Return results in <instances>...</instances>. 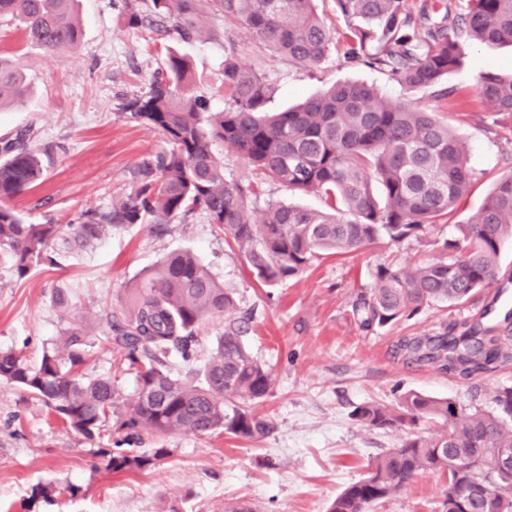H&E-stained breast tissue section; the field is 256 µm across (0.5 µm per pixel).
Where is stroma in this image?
Listing matches in <instances>:
<instances>
[{
	"label": "stroma",
	"mask_w": 512,
	"mask_h": 512,
	"mask_svg": "<svg viewBox=\"0 0 512 512\" xmlns=\"http://www.w3.org/2000/svg\"><path fill=\"white\" fill-rule=\"evenodd\" d=\"M124 0H79L77 47L50 56L32 47L18 22L0 19V54L16 59L30 83L20 105L0 110V139L31 131L44 161V177L14 201L27 220L65 224L86 208L108 206L127 188L137 164L160 152L163 136L125 120L121 102L147 91L168 50L188 57L194 93L212 111L224 108V47L234 41L243 60L266 74L275 88L268 104L278 112L325 86L352 79L390 99H411L448 121L466 144L475 171L472 188L454 220L427 226L424 235L395 244H372L349 255L322 254L297 277L266 284L229 248L205 215L156 228L128 224L93 248L57 255L56 266L17 278L0 253V351L37 362L65 323L55 306L64 292L87 327L118 306L122 290L167 254L190 250L230 291L247 320L245 342L271 371L273 387L258 405L274 424L253 441L226 432L197 437L146 431L142 445H165L169 457L143 470L115 471L101 454L106 442L90 441L55 418L38 400L0 382V512H224L247 500L256 512H329L369 464L397 447L405 429H378L353 419L356 407L399 406L411 391L449 399L469 411H489L501 389L512 387V361L464 377L432 364H415L398 349L405 336H433L466 322L487 328L512 310V241L501 250L497 277L467 302L435 305L412 319L363 330L352 312L354 293L375 285L377 265L415 266L440 257L484 203L497 178L512 173V122L481 98V73L512 72V46H461V66L442 100L431 90L408 92L388 74L331 51L305 68L265 50L252 32L222 21L203 22V33L185 41L176 33L141 35L120 21ZM87 371L117 378L134 393L136 372L120 351L87 349ZM444 475H417L404 491L371 512H444Z\"/></svg>",
	"instance_id": "obj_1"
}]
</instances>
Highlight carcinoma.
<instances>
[{
    "instance_id": "cac0c4a2",
    "label": "carcinoma",
    "mask_w": 512,
    "mask_h": 512,
    "mask_svg": "<svg viewBox=\"0 0 512 512\" xmlns=\"http://www.w3.org/2000/svg\"><path fill=\"white\" fill-rule=\"evenodd\" d=\"M139 2L125 0L121 14L132 30H173L190 40L202 34L205 18L220 16L226 26L247 25L261 45L302 67L320 64L341 42L349 60L386 71L411 92L435 88L440 98L448 96L442 84L460 64V43H512V0H465L461 11L456 0H335L342 31L325 24L316 0H147V11ZM73 3L0 0V18L19 21L33 46L55 55L80 41ZM193 81L191 62L170 53L148 90L123 104L124 119L158 130L166 148L140 163L109 207L85 209L67 224L27 221L11 206L43 178L44 166L27 134L0 142V251L18 277L53 266L58 252L90 246L127 224L183 223L202 213L244 252L260 279L285 281L321 252L347 255L448 222L471 186L465 143L411 100L394 102L366 85L339 82L271 112L274 87L239 62L233 43L224 48L223 111H211L192 92ZM476 88L496 113L512 119V75L483 73ZM29 91L18 65L0 57V107L22 103ZM217 143L264 178L319 195L325 208L270 202L256 215L259 183L227 178ZM374 181L381 192L372 189ZM457 229V239L443 244L445 258L376 268L375 287L352 301L361 328L464 302L492 284L500 246L512 240V175L499 178ZM56 306L66 322L62 336L43 349L35 366L14 351H0V381L44 403L88 440L101 438L115 419L125 436L102 451L112 469L142 470L170 455L163 445L140 448L143 430L198 437L222 431L255 441L273 430L272 421L255 410L272 388V375L245 345L241 318L225 319L224 333L194 376L178 377L167 368L173 357L194 359L196 334L207 316L237 310L232 294L191 252L166 255L125 289L120 309L97 317L95 339L121 349L136 369L132 398L112 377L84 371V321L65 295ZM399 350L412 363L467 377L512 360V330L490 336L454 324L435 336L404 337ZM494 403L493 412H468L413 391L400 413L375 403L357 407L354 417L368 427H412L427 418L446 429L427 436L410 432L346 487L329 512H370L422 472L448 475L445 512H512V468H494L497 451L512 448V388L498 391Z\"/></svg>"
}]
</instances>
